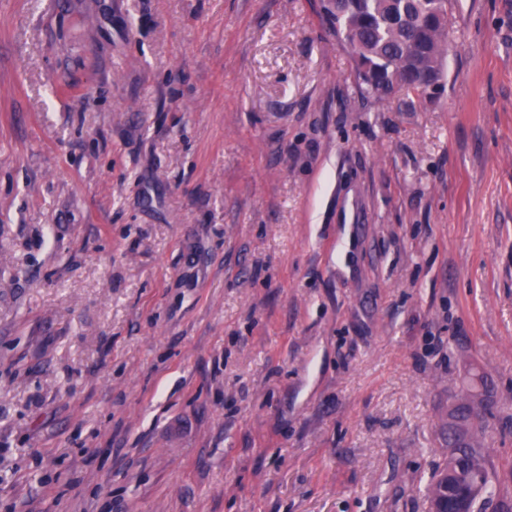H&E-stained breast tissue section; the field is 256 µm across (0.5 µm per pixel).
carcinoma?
Returning <instances> with one entry per match:
<instances>
[{
	"instance_id": "cac0c4a2",
	"label": "carcinoma",
	"mask_w": 512,
	"mask_h": 512,
	"mask_svg": "<svg viewBox=\"0 0 512 512\" xmlns=\"http://www.w3.org/2000/svg\"><path fill=\"white\" fill-rule=\"evenodd\" d=\"M447 0H320V16L338 41L351 45L355 80L379 100L395 97L432 100L444 78L448 28ZM486 421L460 441L448 431V457L426 485L429 502L482 477L492 482L483 448Z\"/></svg>"
}]
</instances>
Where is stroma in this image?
I'll use <instances>...</instances> for the list:
<instances>
[{"label":"stroma","mask_w":512,"mask_h":512,"mask_svg":"<svg viewBox=\"0 0 512 512\" xmlns=\"http://www.w3.org/2000/svg\"><path fill=\"white\" fill-rule=\"evenodd\" d=\"M317 0H0V512L512 506V0L362 94ZM469 400L471 414L468 422L476 425L471 429L468 439L465 441H459L448 427V457L433 470L426 485V496L433 512H467L468 502V508H471L472 512H486L496 496L491 489L493 473L489 468V461L483 448L487 424L485 418L480 422L484 412L485 399L478 374H473L470 377ZM478 477L484 478L487 482L486 497L482 498L480 504L476 503L478 499L473 502L469 500L472 496L479 497L483 494L481 483H473L465 495L448 500V497L463 485H467ZM446 491L448 493L443 498L434 502Z\"/></svg>","instance_id":"obj_1"}]
</instances>
